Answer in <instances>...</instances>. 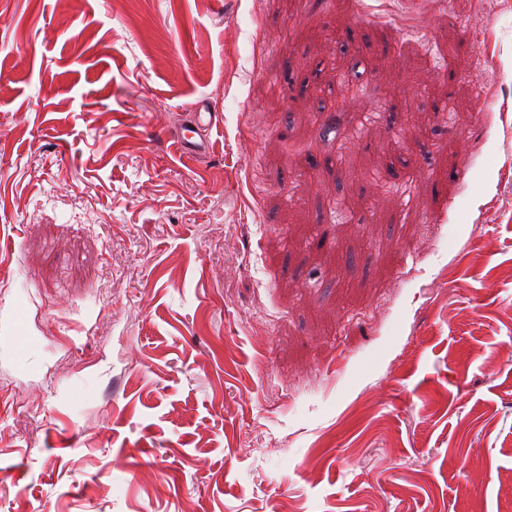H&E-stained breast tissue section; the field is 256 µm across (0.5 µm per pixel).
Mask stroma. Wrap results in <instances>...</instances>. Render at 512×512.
Listing matches in <instances>:
<instances>
[{
	"label": "stroma",
	"instance_id": "stroma-1",
	"mask_svg": "<svg viewBox=\"0 0 512 512\" xmlns=\"http://www.w3.org/2000/svg\"><path fill=\"white\" fill-rule=\"evenodd\" d=\"M0 241V512H512V0H0ZM220 120L216 109L201 101L192 113V119L178 129L175 140L177 150L188 157L206 155L211 147L209 132Z\"/></svg>",
	"mask_w": 512,
	"mask_h": 512
}]
</instances>
